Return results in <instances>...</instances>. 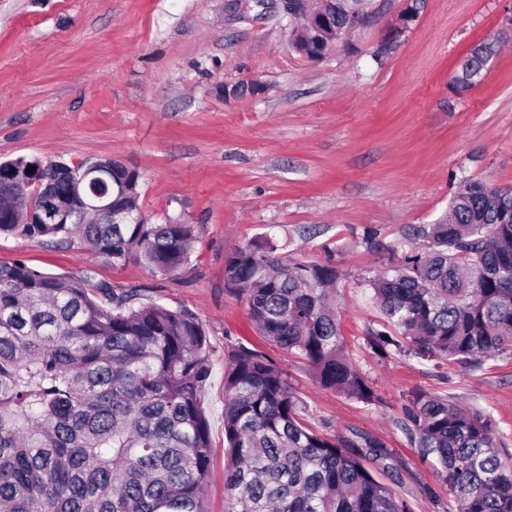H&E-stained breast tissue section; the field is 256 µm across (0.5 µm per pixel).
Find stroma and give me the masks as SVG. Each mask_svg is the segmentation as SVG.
Instances as JSON below:
<instances>
[{
    "instance_id": "1",
    "label": "stroma",
    "mask_w": 512,
    "mask_h": 512,
    "mask_svg": "<svg viewBox=\"0 0 512 512\" xmlns=\"http://www.w3.org/2000/svg\"><path fill=\"white\" fill-rule=\"evenodd\" d=\"M417 14L398 18L410 7ZM512 0H371L362 23L318 59L288 46L281 0H0V158L79 165L123 160L140 173L138 205L194 227L191 263L175 274L130 259L0 240L18 259L65 275L135 288L142 302L194 313L211 374L202 396L213 446L203 507L228 512L224 365L241 343L288 375L326 436L377 437L415 512H449L434 466L397 425L422 392L488 409L501 456L512 455V353L465 371L382 358L364 343L382 315L362 277L388 250L422 251L416 230L444 216L467 182L512 186ZM494 67L463 96L449 88L477 41ZM270 237L291 262L332 261L340 321L378 407L322 389L307 364L259 335L244 300L224 288V258Z\"/></svg>"
}]
</instances>
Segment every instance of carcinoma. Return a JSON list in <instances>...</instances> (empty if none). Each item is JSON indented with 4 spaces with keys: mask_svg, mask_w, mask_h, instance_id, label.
<instances>
[{
    "mask_svg": "<svg viewBox=\"0 0 512 512\" xmlns=\"http://www.w3.org/2000/svg\"><path fill=\"white\" fill-rule=\"evenodd\" d=\"M495 43L475 44L456 72L470 90L486 75ZM35 167L47 181L71 166L18 158L0 170ZM139 175L112 193L138 207ZM0 198V237L63 244L77 237L95 255L132 257L176 274L191 262L192 225L50 224L17 199ZM423 252L390 251L387 267L362 279L383 316L366 344L382 358L411 356L476 370L512 352V187L473 181L453 196L448 218L422 230ZM265 237L232 250L224 288L243 299L259 333L305 361L325 389L366 406L381 398L353 365L338 319L343 274L332 262L289 264ZM134 288H111L87 269L41 271L0 264V512H205L212 462L201 404L208 343L198 317L136 304ZM400 427L435 460L456 512H512V457L497 451L491 414L424 393L406 396ZM224 442L231 465L229 512H413L368 468L390 453L370 436L329 439L273 361L243 344L224 368Z\"/></svg>",
    "mask_w": 512,
    "mask_h": 512,
    "instance_id": "1",
    "label": "carcinoma"
}]
</instances>
